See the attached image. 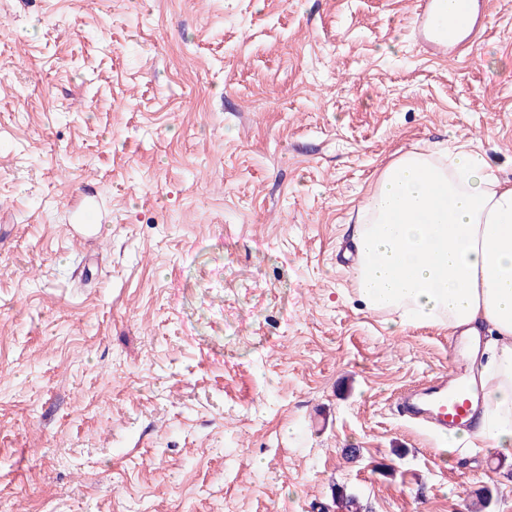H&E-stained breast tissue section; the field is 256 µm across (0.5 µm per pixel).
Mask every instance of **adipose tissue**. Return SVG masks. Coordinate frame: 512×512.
Segmentation results:
<instances>
[{
    "instance_id": "ef3b65f1",
    "label": "adipose tissue",
    "mask_w": 512,
    "mask_h": 512,
    "mask_svg": "<svg viewBox=\"0 0 512 512\" xmlns=\"http://www.w3.org/2000/svg\"><path fill=\"white\" fill-rule=\"evenodd\" d=\"M352 239L355 290L389 325L491 332L479 366V426L447 447L511 452L512 180L495 175L487 153L468 141L405 152L379 172Z\"/></svg>"
}]
</instances>
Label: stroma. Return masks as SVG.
Wrapping results in <instances>:
<instances>
[{
  "mask_svg": "<svg viewBox=\"0 0 512 512\" xmlns=\"http://www.w3.org/2000/svg\"><path fill=\"white\" fill-rule=\"evenodd\" d=\"M482 3L437 60L417 0H0V512H512V455L396 410L452 334L389 327L348 255L396 154L512 179Z\"/></svg>",
  "mask_w": 512,
  "mask_h": 512,
  "instance_id": "obj_1",
  "label": "stroma"
}]
</instances>
